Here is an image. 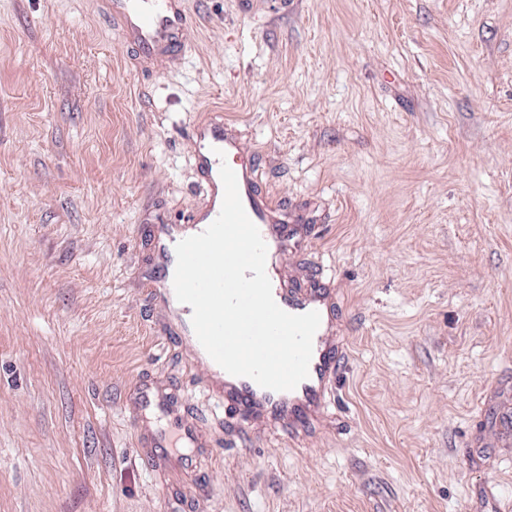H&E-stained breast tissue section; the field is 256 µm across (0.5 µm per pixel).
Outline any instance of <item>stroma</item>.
Segmentation results:
<instances>
[{
    "label": "stroma",
    "instance_id": "obj_1",
    "mask_svg": "<svg viewBox=\"0 0 512 512\" xmlns=\"http://www.w3.org/2000/svg\"><path fill=\"white\" fill-rule=\"evenodd\" d=\"M140 69L105 0H0V512H492L512 502V0H184ZM235 126L329 286L348 362L301 430L221 405L153 293L154 237ZM163 393L192 466L134 425Z\"/></svg>",
    "mask_w": 512,
    "mask_h": 512
}]
</instances>
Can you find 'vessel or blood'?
Listing matches in <instances>:
<instances>
[{
	"label": "vessel or blood",
	"mask_w": 512,
	"mask_h": 512,
	"mask_svg": "<svg viewBox=\"0 0 512 512\" xmlns=\"http://www.w3.org/2000/svg\"><path fill=\"white\" fill-rule=\"evenodd\" d=\"M107 8L125 40L150 62L161 61L168 47L183 48L189 44L193 19L183 8L182 0H107ZM191 151L208 189L209 207L191 217L189 223L168 227L166 240L157 245L162 265H174L176 244L202 233L218 217L224 196L220 168L225 164L237 176L243 206L267 245L268 257L278 255L286 241L285 229L258 193L252 167L240 162L242 144L233 126L214 121L195 128ZM157 290L164 299L170 321L186 338L194 363L205 371L208 380H219L218 392L229 403L245 413L282 420L292 427L321 416L327 403V388L332 380L339 378L345 363L341 347L334 343L336 323L325 294H303L273 285V298L284 311L291 314L315 311L321 317L313 338L307 378L294 390L273 391L262 388L250 378L230 375L207 354L188 317L189 305L178 302L175 296L172 277L162 279Z\"/></svg>",
	"instance_id": "1"
}]
</instances>
